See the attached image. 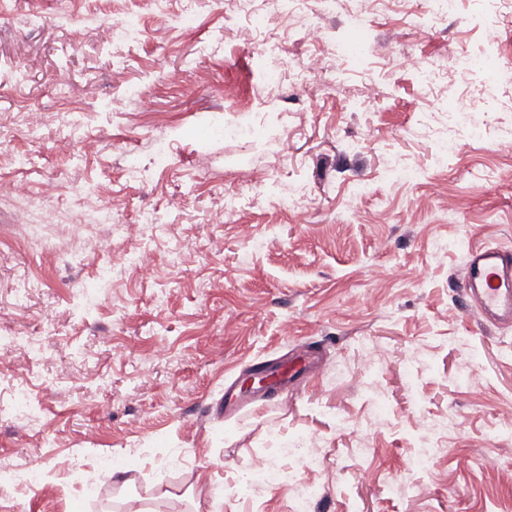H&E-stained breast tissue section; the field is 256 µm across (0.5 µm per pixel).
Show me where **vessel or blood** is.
Here are the masks:
<instances>
[{
  "instance_id": "b4317fda",
  "label": "vessel or blood",
  "mask_w": 512,
  "mask_h": 512,
  "mask_svg": "<svg viewBox=\"0 0 512 512\" xmlns=\"http://www.w3.org/2000/svg\"><path fill=\"white\" fill-rule=\"evenodd\" d=\"M460 288L485 323L511 326L512 249L487 245L470 249Z\"/></svg>"
}]
</instances>
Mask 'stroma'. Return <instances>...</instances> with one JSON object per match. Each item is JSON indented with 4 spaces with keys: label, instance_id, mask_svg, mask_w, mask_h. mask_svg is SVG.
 <instances>
[{
    "label": "stroma",
    "instance_id": "obj_1",
    "mask_svg": "<svg viewBox=\"0 0 512 512\" xmlns=\"http://www.w3.org/2000/svg\"><path fill=\"white\" fill-rule=\"evenodd\" d=\"M181 7L0 0V336L37 327L43 339L41 355H0V472L39 475L0 492V512H102L108 494L132 512L160 496L199 512H294L287 479L241 492L261 460L319 486L310 512H512V470L474 464L512 463V429L498 424L512 411V328L485 327L458 288L472 246L512 248V178L476 176L512 170V87L477 76L426 87L396 64L406 50L432 60L476 48L467 0L420 34L415 0H383L374 52L342 64L338 89L317 78L273 94L263 67L279 58L297 72L326 48L274 12L273 57L225 0H196L188 25L172 19ZM133 12L139 36L114 40V21ZM462 100L467 113L450 119L446 105ZM445 138L457 145L446 160ZM133 159L144 177L129 175ZM394 161L417 178L389 180ZM20 184L51 223L34 225ZM289 188L306 206H280ZM116 194L129 202L123 223L85 222ZM352 206L367 223H349ZM146 212L155 223H141ZM144 255L157 267L147 282ZM312 344L318 378L225 410V384L242 388L257 363L284 368ZM469 365L476 377L460 384ZM419 410L451 421L437 441L443 482L417 474L395 498L387 483L418 444ZM340 418L359 430L340 432ZM301 436L320 441L318 464L284 455Z\"/></svg>",
    "mask_w": 512,
    "mask_h": 512
}]
</instances>
